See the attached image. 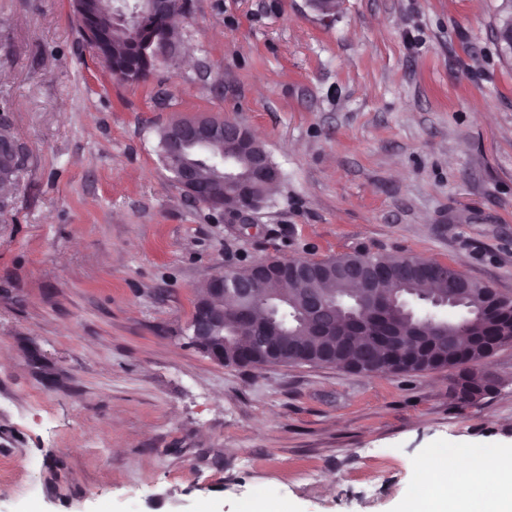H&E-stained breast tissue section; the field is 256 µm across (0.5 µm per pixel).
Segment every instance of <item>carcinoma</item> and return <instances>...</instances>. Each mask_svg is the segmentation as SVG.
I'll return each mask as SVG.
<instances>
[{
  "instance_id": "carcinoma-1",
  "label": "carcinoma",
  "mask_w": 512,
  "mask_h": 512,
  "mask_svg": "<svg viewBox=\"0 0 512 512\" xmlns=\"http://www.w3.org/2000/svg\"><path fill=\"white\" fill-rule=\"evenodd\" d=\"M97 6L84 17L79 27L82 40L95 52L100 50L96 34L107 38V51L112 65L129 71H148L158 61L157 44L177 43V33L171 26L149 16L142 19L135 34L112 26L113 0H96ZM178 121L165 127L159 138L160 155L167 171H172L178 160L168 155L165 143ZM224 152V144L217 142L209 148V160L199 168L200 182L228 205L236 200V185L224 183L221 170L210 159ZM25 164V155L19 146L0 156V177L11 178ZM353 264L370 267L388 279L383 285L385 297L401 291L404 298L418 297L428 270L419 259L393 256L386 260L367 253H350L326 261L320 272L298 288H283L276 281H268L262 294L279 296L284 309L279 319L282 328H288L292 314L301 309L310 294H317L335 303L331 325L320 329L298 351L291 348L293 337L264 327L265 315L256 309L253 321L243 324L237 308L246 302L237 297L224 296V318L232 328L224 331V339L217 341L224 365L236 367L264 366H334L360 373H422L439 368H454L457 374L448 388L450 397L460 406L473 405L494 393L495 379L476 366L498 347L512 343V306L483 299L486 284L468 279L451 265L437 264L447 276L436 280L430 292L435 298H448L453 304L448 310L459 314L456 319L439 314L426 317L412 315L407 309L392 308L390 312L367 309L364 335L352 337L349 344H339L345 335V312L358 298V289L348 280L336 276V271Z\"/></svg>"
}]
</instances>
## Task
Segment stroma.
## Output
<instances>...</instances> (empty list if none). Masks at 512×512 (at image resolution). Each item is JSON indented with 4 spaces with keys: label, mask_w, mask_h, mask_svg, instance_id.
Segmentation results:
<instances>
[{
    "label": "stroma",
    "mask_w": 512,
    "mask_h": 512,
    "mask_svg": "<svg viewBox=\"0 0 512 512\" xmlns=\"http://www.w3.org/2000/svg\"><path fill=\"white\" fill-rule=\"evenodd\" d=\"M497 0H189L116 80L71 0H0V512H407L442 454L512 453V343L453 373L237 369L188 342L203 286L271 257L452 265L512 297V58ZM249 126L282 179L248 227L159 159L175 118Z\"/></svg>",
    "instance_id": "stroma-1"
}]
</instances>
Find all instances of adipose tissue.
Returning a JSON list of instances; mask_svg holds the SVG:
<instances>
[{
	"label": "adipose tissue",
	"instance_id": "adipose-tissue-1",
	"mask_svg": "<svg viewBox=\"0 0 512 512\" xmlns=\"http://www.w3.org/2000/svg\"><path fill=\"white\" fill-rule=\"evenodd\" d=\"M425 506L415 512H512V456L482 475L451 457L427 466Z\"/></svg>",
	"mask_w": 512,
	"mask_h": 512
}]
</instances>
